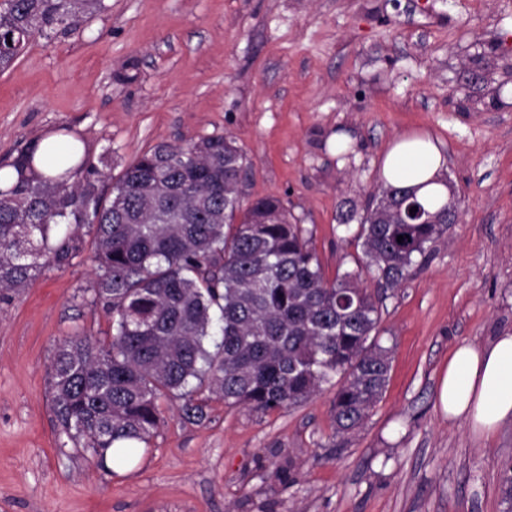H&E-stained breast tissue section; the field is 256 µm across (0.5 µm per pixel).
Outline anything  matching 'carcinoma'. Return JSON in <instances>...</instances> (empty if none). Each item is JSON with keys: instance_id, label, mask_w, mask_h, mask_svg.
<instances>
[{"instance_id": "obj_1", "label": "carcinoma", "mask_w": 512, "mask_h": 512, "mask_svg": "<svg viewBox=\"0 0 512 512\" xmlns=\"http://www.w3.org/2000/svg\"><path fill=\"white\" fill-rule=\"evenodd\" d=\"M105 9V0H0V73L35 38L73 32ZM102 164L85 146L59 154L46 136L18 152L0 187V294L69 266L92 237L84 292L111 318L112 335L57 348L62 433L107 471V457L129 463L158 430L165 400L200 420L213 397L269 412L325 385L336 387V433L360 428L390 380L391 353L378 341L383 299L428 261L448 230V203L381 181L371 205L341 214L346 233L357 221L361 254L330 280L311 233L280 199L243 202L246 157L234 137L158 143L108 192ZM500 493L502 512H512V460Z\"/></svg>"}]
</instances>
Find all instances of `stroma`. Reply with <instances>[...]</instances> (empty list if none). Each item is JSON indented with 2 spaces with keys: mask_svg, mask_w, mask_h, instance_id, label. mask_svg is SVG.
Here are the masks:
<instances>
[{
  "mask_svg": "<svg viewBox=\"0 0 512 512\" xmlns=\"http://www.w3.org/2000/svg\"><path fill=\"white\" fill-rule=\"evenodd\" d=\"M110 3L0 73V166L61 128L114 176L157 143L231 135L244 200L281 199L332 276L361 252L340 203L365 201L389 148L420 133L459 220L384 302L390 383L360 429L336 433L330 386L267 413L212 400L199 421L172 401L109 473L60 432L50 387L60 343L112 333L83 296L92 253L45 270L0 300V512H501L512 422L475 437L437 394L458 345L512 330V107L496 104L512 0Z\"/></svg>",
  "mask_w": 512,
  "mask_h": 512,
  "instance_id": "stroma-1",
  "label": "stroma"
}]
</instances>
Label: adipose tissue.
<instances>
[{
    "instance_id": "1",
    "label": "adipose tissue",
    "mask_w": 512,
    "mask_h": 512,
    "mask_svg": "<svg viewBox=\"0 0 512 512\" xmlns=\"http://www.w3.org/2000/svg\"><path fill=\"white\" fill-rule=\"evenodd\" d=\"M444 160L439 148L419 136L404 137L386 152L381 176L388 183L420 186L422 196L447 199L439 178ZM439 404L449 419L467 423L478 437L512 421V333L487 346L459 345L441 380Z\"/></svg>"
}]
</instances>
